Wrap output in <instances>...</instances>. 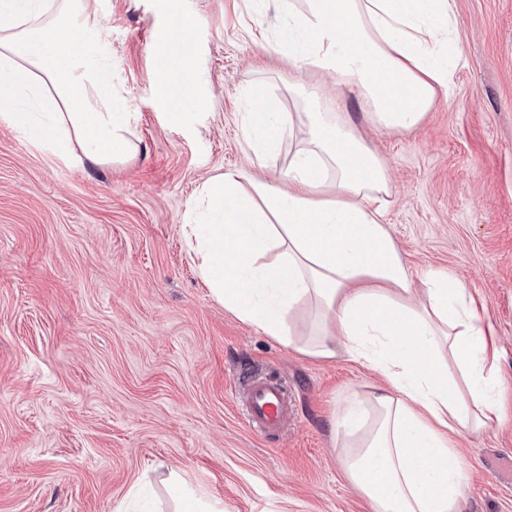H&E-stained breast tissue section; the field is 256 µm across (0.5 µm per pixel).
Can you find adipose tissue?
<instances>
[{
  "instance_id": "ef3b65f1",
  "label": "adipose tissue",
  "mask_w": 512,
  "mask_h": 512,
  "mask_svg": "<svg viewBox=\"0 0 512 512\" xmlns=\"http://www.w3.org/2000/svg\"><path fill=\"white\" fill-rule=\"evenodd\" d=\"M288 25L275 46L290 69L320 71L350 90L369 121L417 127L457 62L454 0H274ZM97 0H0V120L33 147L72 161V144L101 163L127 152L132 115L112 98V63L84 34ZM193 24L178 20L159 45L155 95L191 102L172 71L186 72ZM311 112H286L256 94L245 125L258 166L295 137L278 182L261 200L241 172L203 187L184 235L215 300L301 353L339 357L382 384L329 419L348 479L371 512H464L469 473L452 434H483L501 420L502 355L474 299L448 272L415 285L385 226L390 190L378 156L334 98L309 95ZM278 250L276 262L263 255ZM311 306L313 331L293 332Z\"/></svg>"
}]
</instances>
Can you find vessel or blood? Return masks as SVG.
Masks as SVG:
<instances>
[{
    "label": "vessel or blood",
    "mask_w": 512,
    "mask_h": 512,
    "mask_svg": "<svg viewBox=\"0 0 512 512\" xmlns=\"http://www.w3.org/2000/svg\"><path fill=\"white\" fill-rule=\"evenodd\" d=\"M237 381L251 388L250 398L241 408L248 425L262 435L279 430L290 412L286 382L279 378L254 379L245 370L239 372Z\"/></svg>",
    "instance_id": "b4317fda"
}]
</instances>
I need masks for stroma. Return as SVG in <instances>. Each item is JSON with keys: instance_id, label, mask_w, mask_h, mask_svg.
I'll return each mask as SVG.
<instances>
[{"instance_id": "1", "label": "stroma", "mask_w": 512, "mask_h": 512, "mask_svg": "<svg viewBox=\"0 0 512 512\" xmlns=\"http://www.w3.org/2000/svg\"><path fill=\"white\" fill-rule=\"evenodd\" d=\"M459 64L412 131L345 110L382 158L386 220L413 279L462 281L502 347L503 421L459 436L469 512H512V0H454ZM194 22L179 114L152 94L159 38ZM272 0H98L117 104L136 115L118 161L65 163L0 121V512H174L171 472L224 512H369L333 446L331 414L380 378L299 353L224 309L182 226L204 184L273 181L243 137L247 94L289 112L330 76L300 75L272 46ZM288 385L276 437L240 417V367ZM141 486V506L128 493Z\"/></svg>"}]
</instances>
